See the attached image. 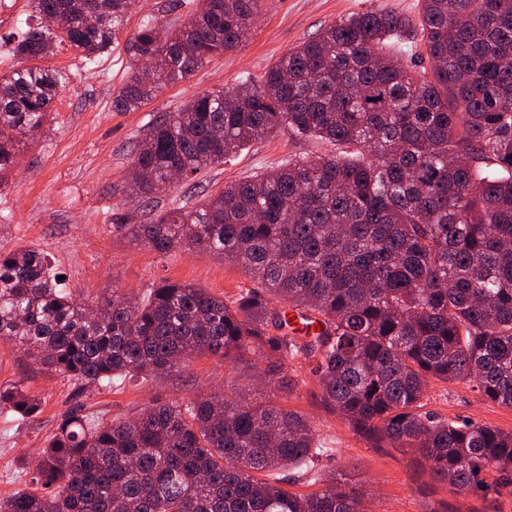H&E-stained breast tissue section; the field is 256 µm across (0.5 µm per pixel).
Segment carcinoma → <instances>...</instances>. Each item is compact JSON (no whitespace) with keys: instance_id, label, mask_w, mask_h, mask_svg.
<instances>
[{"instance_id":"obj_1","label":"carcinoma","mask_w":512,"mask_h":512,"mask_svg":"<svg viewBox=\"0 0 512 512\" xmlns=\"http://www.w3.org/2000/svg\"><path fill=\"white\" fill-rule=\"evenodd\" d=\"M263 0H198L181 22L148 18L126 41L118 112L140 109L249 35ZM44 20L0 73V185L16 137L33 141L67 77L35 64L61 43L92 63L111 51L137 0H31ZM87 11L99 15L87 28ZM421 34L431 68L386 50ZM352 147L287 162L118 226L159 254L182 248L242 266L255 287L233 301L162 281L90 303L49 255L0 252V339L80 390L156 380L209 354L284 367L315 361L324 399L367 438L409 448L463 494L480 473H512V432L423 411L430 380L468 379L512 407V0H422L418 21L352 14L294 47L258 79L200 94L156 118L136 145L127 196L146 202L279 131ZM308 332L290 329L288 311ZM319 329L311 331V327ZM23 383L0 410L32 419ZM309 421L270 401L218 391L159 402L103 424L69 413L47 440L33 488L0 512H367L336 476L297 495L261 471L313 468Z\"/></svg>"}]
</instances>
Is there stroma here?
Here are the masks:
<instances>
[{"label":"stroma","instance_id":"obj_1","mask_svg":"<svg viewBox=\"0 0 512 512\" xmlns=\"http://www.w3.org/2000/svg\"><path fill=\"white\" fill-rule=\"evenodd\" d=\"M376 9L415 20L421 0H265L240 45L211 58L185 81L159 89L134 112L112 109V97L125 79L124 42L147 17H185V0H140L111 53L96 63H85L67 46H59L42 64L67 74L68 82L54 103L49 131L22 148L12 177L0 186V224L10 227L9 234L0 236V250L32 247L46 252L67 288L92 301L110 297L116 288L137 295L164 280L190 283L227 299L252 288L241 266L181 250L156 253L131 241L116 225V217L126 214L145 223L174 202H200L224 185L288 157L341 154L344 146L281 131L140 205L126 197L133 149L158 116L179 111L199 94L234 87L247 76L260 77L290 49L339 18ZM31 20L29 0H0V72L19 66L11 48ZM265 367L262 360L253 364L203 355L155 382L84 393L73 380L31 363L14 344L0 341V385L24 382L41 400V412L32 420L0 413V498L29 487L35 458L71 410L82 408L109 423L135 414L151 401L186 399L198 388L215 386L249 402L272 400L311 423L317 443L328 453L310 472L279 471L288 491H317L320 475L336 472L364 490L367 512H512V482L499 473H484L490 491L452 493L410 449L379 447L357 435L322 397L311 363L292 362L288 374L294 380L293 391L274 396L261 382ZM425 403L427 410L450 420H474L512 431V408L486 401L468 381H431Z\"/></svg>","mask_w":512,"mask_h":512}]
</instances>
